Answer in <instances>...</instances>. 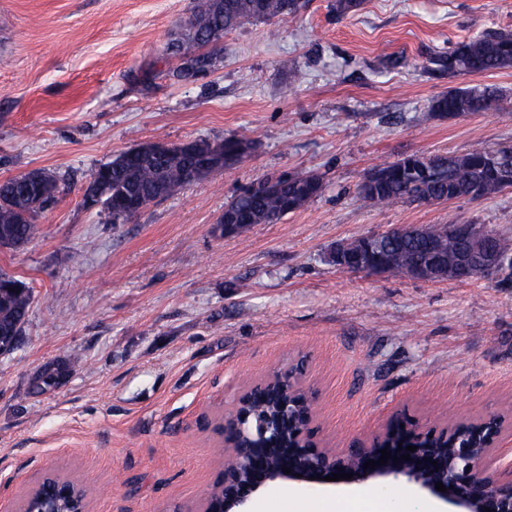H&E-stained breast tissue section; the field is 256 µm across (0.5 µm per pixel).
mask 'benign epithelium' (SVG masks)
Listing matches in <instances>:
<instances>
[{
    "instance_id": "benign-epithelium-1",
    "label": "benign epithelium",
    "mask_w": 512,
    "mask_h": 512,
    "mask_svg": "<svg viewBox=\"0 0 512 512\" xmlns=\"http://www.w3.org/2000/svg\"><path fill=\"white\" fill-rule=\"evenodd\" d=\"M382 256L369 251L352 261V268L378 270ZM501 264V256L474 246L471 254L458 266L448 268L438 259L407 268L404 273L425 281L465 280L488 274ZM279 387L288 395L304 394L295 402L298 409L291 414H267L256 420L247 440L240 435L239 407L250 398L245 391L231 413L224 416V487L223 512H247L252 496L274 483H294L307 488L379 483L404 478L413 483L424 498L445 505L446 512H512V463L505 454L494 452L498 446L504 419L501 416L463 421L453 428L393 420L386 430L369 440H357L349 447L327 448L316 440L311 428L312 392L302 382L298 371L275 369L258 383L269 390ZM413 445L414 452L406 447ZM391 459L373 469H363L369 460H379L381 450ZM410 455V460L402 459ZM437 465H432V462ZM291 470L285 474L283 469ZM335 473L353 474V478L326 481ZM446 486L436 490L435 483ZM78 487L37 488L45 505L42 512H58L59 498L71 500Z\"/></svg>"
}]
</instances>
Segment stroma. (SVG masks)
Segmentation results:
<instances>
[{
	"label": "stroma",
	"mask_w": 512,
	"mask_h": 512,
	"mask_svg": "<svg viewBox=\"0 0 512 512\" xmlns=\"http://www.w3.org/2000/svg\"><path fill=\"white\" fill-rule=\"evenodd\" d=\"M192 0H0V181L55 172L40 235L0 247L32 304L0 355V512L44 478L78 483L89 512H196L224 470L217 426L270 371L301 363L314 427L333 448L396 417L505 418L512 449V281L433 283L336 266L338 244L408 224H483L512 238V189L370 209L357 189L403 154L512 145V68L451 75L432 56L512 31V0H307L286 22L223 38L224 64L175 83L166 51ZM402 58L389 68L385 57ZM494 85L497 112L445 118L431 100ZM253 143L239 164L124 224L85 208L91 169L148 141ZM315 173L326 189L235 237L218 222L254 180ZM56 386L31 392L46 367ZM398 512H439L406 479L359 487ZM341 489L277 484L248 512H309Z\"/></svg>",
	"instance_id": "obj_1"
}]
</instances>
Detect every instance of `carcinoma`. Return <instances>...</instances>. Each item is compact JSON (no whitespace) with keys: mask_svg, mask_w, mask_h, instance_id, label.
Instances as JSON below:
<instances>
[{"mask_svg":"<svg viewBox=\"0 0 512 512\" xmlns=\"http://www.w3.org/2000/svg\"><path fill=\"white\" fill-rule=\"evenodd\" d=\"M304 4L300 0H193L186 20L192 48L211 58L221 57L218 43L224 34L245 23L295 18ZM430 63L451 74H482L512 67V31H494L460 42ZM503 100L502 91L490 85L450 90L434 98L430 110L444 117L466 113L494 112ZM251 142L245 137L224 139L227 161L247 154ZM494 162L488 163L467 151L455 155L406 154L374 167L358 186V198L367 207L397 202L437 203L452 199L478 200L512 187V177L504 179L503 167L512 174V146H493ZM200 158L184 149L167 155L144 154L136 163L115 159L91 170L84 194L100 190L106 194L102 211L114 224H124L116 200L137 195L148 204L162 201L192 185ZM325 189L316 174H292L273 179L262 191L249 188L233 196L226 208L245 219L240 230L250 224H272L304 207ZM61 192L59 179L44 169H35L0 182V246L19 248L40 233L35 219ZM473 238L488 242L505 256L498 271L512 270V240L487 229L470 225ZM386 269L400 270L419 263L433 248L448 264L465 251L466 241L445 233L441 225H425L399 237L387 238ZM32 303L26 286L12 276L0 273V349L11 348L13 337L22 334ZM277 398L269 393L253 396L245 410L253 415L272 410Z\"/></svg>","mask_w":512,"mask_h":512,"instance_id":"carcinoma-1","label":"carcinoma"}]
</instances>
